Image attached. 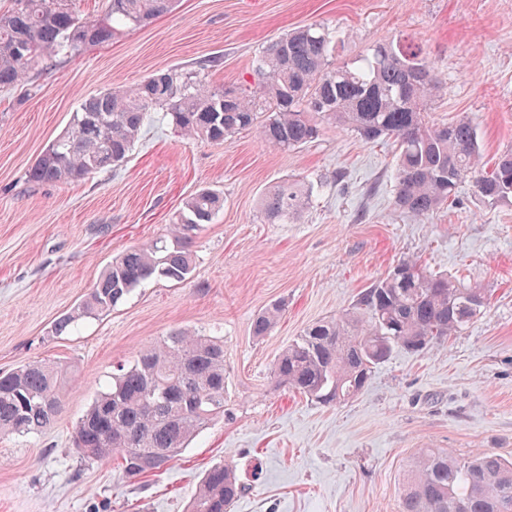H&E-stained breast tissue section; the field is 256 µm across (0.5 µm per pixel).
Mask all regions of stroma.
<instances>
[{
    "label": "stroma",
    "mask_w": 512,
    "mask_h": 512,
    "mask_svg": "<svg viewBox=\"0 0 512 512\" xmlns=\"http://www.w3.org/2000/svg\"><path fill=\"white\" fill-rule=\"evenodd\" d=\"M314 23L344 34L346 58L414 40L442 81L429 123L472 118L488 163L512 150V0H178L0 89V373L67 370L50 429L0 436V512H187L227 458L243 487L230 512H398L419 449L512 459V202L488 204L465 182L447 207L413 217L395 203L393 144L326 123L308 146L277 149L254 130L193 142L158 118L118 166L75 184L28 179L83 98L175 65L247 88L262 47ZM285 178L311 186V203L297 221L265 223L262 198ZM204 188L224 207L196 235L188 280L143 284L55 332L114 256L165 236ZM408 258L485 288L484 313L424 352L395 350L347 403L276 386L273 364L294 338ZM276 302L280 321L255 339L254 315ZM178 330L223 340L225 415L156 473L129 479L119 460L82 458L75 428L113 374Z\"/></svg>",
    "instance_id": "obj_1"
}]
</instances>
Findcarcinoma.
I'll list each match as a JSON object with an SVG mask.
<instances>
[{"label": "carcinoma", "mask_w": 512, "mask_h": 512, "mask_svg": "<svg viewBox=\"0 0 512 512\" xmlns=\"http://www.w3.org/2000/svg\"><path fill=\"white\" fill-rule=\"evenodd\" d=\"M176 0H109L98 20L71 0H14L0 11V87L19 85L40 60L68 56L163 15ZM344 36L324 25L297 28L266 46L254 61V85L227 90L205 75L158 71L129 89L84 98L67 129L28 172L36 184H72L125 161L151 113L162 112L195 142L221 144L256 128L264 142L299 149L319 136L323 122L355 132L367 143L395 146L396 204L424 218L473 183L489 204L512 200V151L485 167L477 130L467 117L443 126L425 119L440 81L422 49L398 39L377 41L366 53L335 62ZM311 188L285 179L262 201L269 224L297 219ZM224 204L211 190L191 195L165 239L114 258L87 297L55 324L63 333L78 320L102 314L147 280L182 283L193 271L194 235ZM360 291L339 316L309 325L279 355L275 383L323 405L359 393L376 366L402 348L421 352L455 335L483 312L487 294L459 279L427 271L416 260L398 262ZM282 306L256 314L260 339ZM61 367L34 362L0 374V436L41 433L61 409ZM224 343L175 332L143 347L119 369L112 386L78 423L74 446L85 458L122 459L128 477L155 472L174 460L211 419L224 414ZM242 494L233 464L209 468L188 512H229ZM398 512H512V461L479 452L459 462L423 448L404 477Z\"/></svg>", "instance_id": "obj_1"}]
</instances>
